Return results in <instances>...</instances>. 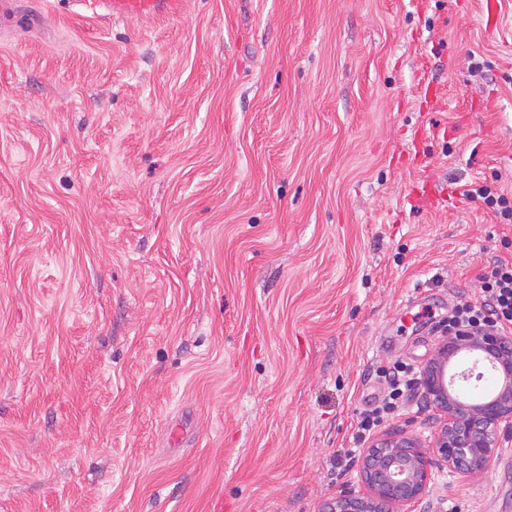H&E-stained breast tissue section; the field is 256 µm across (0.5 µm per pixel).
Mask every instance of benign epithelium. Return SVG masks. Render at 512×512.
I'll return each instance as SVG.
<instances>
[{
    "label": "benign epithelium",
    "instance_id": "7a95c632",
    "mask_svg": "<svg viewBox=\"0 0 512 512\" xmlns=\"http://www.w3.org/2000/svg\"><path fill=\"white\" fill-rule=\"evenodd\" d=\"M461 358L471 366L457 368ZM481 366L495 376L496 385L476 397L466 388L484 378ZM416 389L437 412L432 449L403 430L373 436L358 462L364 489L340 487L320 512H413L434 470L461 477L487 472L502 436L512 431V333L472 328L441 336L419 369Z\"/></svg>",
    "mask_w": 512,
    "mask_h": 512
}]
</instances>
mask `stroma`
<instances>
[{"mask_svg":"<svg viewBox=\"0 0 512 512\" xmlns=\"http://www.w3.org/2000/svg\"><path fill=\"white\" fill-rule=\"evenodd\" d=\"M0 18V512H319L512 224V0ZM48 21L33 26L24 14ZM440 99H432V88ZM422 179L443 195L415 206ZM408 391L384 430L430 440ZM432 512L512 503L434 472ZM464 195L472 200L482 199L488 208H492L495 217L500 218L503 224L512 223V201L507 196L493 191L488 185H473L464 191ZM402 366L396 367V371L385 374L387 389L384 388L380 401L371 409L366 410L358 422L356 436L357 442L365 441L371 436L372 432L381 424L384 419L389 418L398 408L399 399L404 395V391L409 387V382L404 379L407 373ZM399 373H404L400 375Z\"/></svg>","mask_w":512,"mask_h":512,"instance_id":"35a3bbf8","label":"stroma"}]
</instances>
